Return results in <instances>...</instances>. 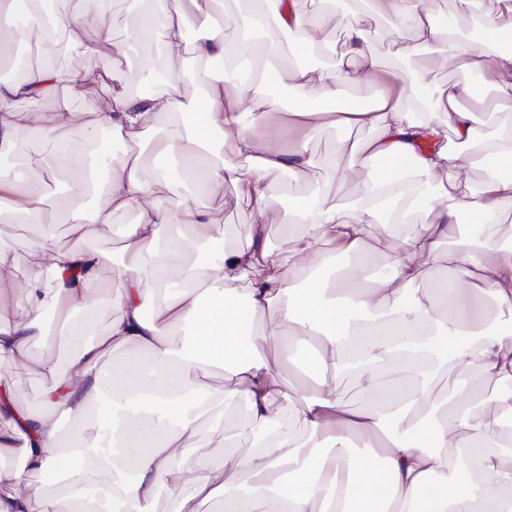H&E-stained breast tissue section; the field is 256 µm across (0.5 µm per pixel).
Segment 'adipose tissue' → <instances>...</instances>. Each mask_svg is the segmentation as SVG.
Segmentation results:
<instances>
[{
	"instance_id": "obj_1",
	"label": "adipose tissue",
	"mask_w": 512,
	"mask_h": 512,
	"mask_svg": "<svg viewBox=\"0 0 512 512\" xmlns=\"http://www.w3.org/2000/svg\"><path fill=\"white\" fill-rule=\"evenodd\" d=\"M129 32L130 45L160 36L167 48L183 38L192 17L203 32L193 58L204 69L189 78L171 70L148 96L113 88L91 112H56L39 131L55 155L24 152L15 131L16 99L39 102L57 89L84 97L98 59L112 44L107 23L112 0H61L52 27L42 21L44 0H0V47L14 39L27 14L36 48L51 50V31L66 34L85 57L81 69L45 65L0 86V154L22 156L32 170L51 167L56 154L70 160V192L57 209L83 237L134 215L122 236L129 264L112 317L98 329L96 297L103 255L63 250L51 239L35 245L17 308L26 320L0 324V359L30 361L52 381L47 409L17 407L15 386L0 377V512H155L170 492V512H512V467L504 466L498 438L512 447V245L495 235L461 237L457 214L474 223H498L512 203V114L501 113L494 132L479 136L480 90L469 83L438 85L422 98L414 71L398 74L368 103L348 102L367 87L374 63L364 30H346L344 58L318 70L283 67L284 57L316 46L315 33L328 0H254L251 22L262 34L256 48L254 93L245 98L208 78V69L237 58L239 38L212 20L219 0H148ZM380 13L392 24L390 55L405 59L445 41L448 66L490 72L494 90L512 99V0L482 21L479 43L446 38L423 0H384ZM296 38L282 43V32ZM277 73L294 92L297 136L278 147L262 82ZM195 80L194 101L180 90ZM254 126L240 122L243 109ZM192 113L180 135L159 127L162 115ZM369 127L371 139L347 149L349 167L368 172V197L341 203L322 189L293 209L282 230L288 255L267 244L271 225L270 178L312 165L309 144L325 125ZM451 128L457 146L421 152L423 139ZM127 148L111 157L106 176L85 169V157L108 155L111 143ZM489 154L497 175L479 194L461 187L476 155ZM420 174L444 171L448 183L426 217L392 241L394 272L367 276L368 239L381 217L405 222L418 194L394 169ZM233 186L251 207V230L227 244L210 195ZM183 196L175 211L166 201ZM42 189L29 179H0V224L35 223L44 211ZM188 224L189 233L163 236ZM331 250H322L321 241ZM449 243L448 277L419 287L426 261ZM56 304L57 328L48 332L41 313L46 295ZM448 311L438 315L436 299ZM498 314L489 318L488 304ZM277 316L281 340L310 351L308 386L281 375L273 342L263 326ZM74 344L66 373L51 360H32V346L47 338ZM138 351L128 368L105 373L102 358ZM463 363L471 378L492 388L493 416L474 410L465 391L439 399L431 389L435 369ZM224 375L221 388L208 379ZM355 377L371 405L351 410L336 391ZM244 404L248 453L236 438L224 442L221 482L199 479L209 468L202 420L223 426ZM78 428L62 441L59 419ZM110 482H103V475Z\"/></svg>"
}]
</instances>
